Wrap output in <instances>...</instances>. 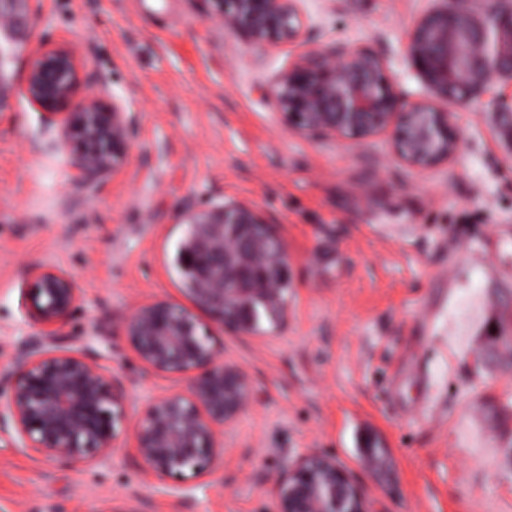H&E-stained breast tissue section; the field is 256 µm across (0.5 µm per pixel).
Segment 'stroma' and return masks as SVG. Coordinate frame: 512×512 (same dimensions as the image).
Here are the masks:
<instances>
[{
    "label": "stroma",
    "instance_id": "1",
    "mask_svg": "<svg viewBox=\"0 0 512 512\" xmlns=\"http://www.w3.org/2000/svg\"><path fill=\"white\" fill-rule=\"evenodd\" d=\"M430 0H303L308 43L259 49L207 20L202 0H44L34 41L69 44L84 84H107L135 117L121 172L71 200L70 160L42 113L6 93L0 114V371L40 328L25 266L70 271L83 294L61 329L90 345L126 389V431L107 458L59 460L0 430V512H275L270 476L298 456L335 458L373 512H512V372L477 365L487 329L512 313V143L492 77L458 108L459 148L414 170L385 136L314 139L258 88L307 46L382 58L410 104L425 90L406 56ZM236 201L288 245V316L236 336L195 310L174 267L175 215ZM194 309L253 400L213 472L147 478L133 431L150 405L188 391L135 357L123 319L139 305ZM390 458L366 469L367 449Z\"/></svg>",
    "mask_w": 512,
    "mask_h": 512
}]
</instances>
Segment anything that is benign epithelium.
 <instances>
[{"label": "benign epithelium", "mask_w": 512, "mask_h": 512, "mask_svg": "<svg viewBox=\"0 0 512 512\" xmlns=\"http://www.w3.org/2000/svg\"><path fill=\"white\" fill-rule=\"evenodd\" d=\"M42 0H0V89L19 53L30 16ZM205 17L233 28L258 48L295 41L303 33L300 0H203ZM408 62L429 96L405 107L386 75L384 62L361 50L312 47L264 96L284 122L312 138L366 140L385 135L406 166L426 170L448 162L458 145L456 108L474 100L478 85L494 74L512 77V0H487L483 15L463 0H433L416 21ZM82 63L75 48L42 44L29 53L22 83L27 100L42 111L44 125L69 151L73 194L83 197L116 175L132 149L133 120L107 90L76 97ZM181 223L193 228L181 264L186 289L211 319L239 335L253 333V302L265 297L271 317L287 315L282 284L290 255L283 239L256 210L225 202L186 208ZM25 289L31 319L42 342L21 363L4 410L30 450L75 461L106 457L126 422L121 380L95 357L72 350L58 327L78 307L76 278L54 266H31ZM125 335L148 369L190 379L188 393L155 401L137 427L134 448L156 478L202 475L223 447L219 438L236 425L252 402L251 384L238 366L221 359L194 315L170 302L139 306L125 321ZM276 512H371L336 461L306 454L274 473Z\"/></svg>", "instance_id": "7a95c632"}]
</instances>
